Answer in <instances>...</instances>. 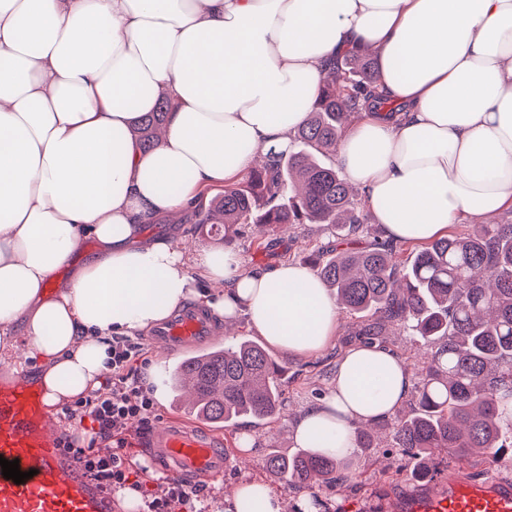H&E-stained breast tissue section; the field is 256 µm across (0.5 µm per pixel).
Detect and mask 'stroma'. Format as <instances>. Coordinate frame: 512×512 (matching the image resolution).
<instances>
[{
	"label": "stroma",
	"mask_w": 512,
	"mask_h": 512,
	"mask_svg": "<svg viewBox=\"0 0 512 512\" xmlns=\"http://www.w3.org/2000/svg\"><path fill=\"white\" fill-rule=\"evenodd\" d=\"M332 239V232L321 224H297L290 228L260 230L253 224L240 225L238 233L230 243L247 265L269 268L288 261L304 263L320 245ZM364 319L349 312H341L338 331L330 345L312 356H292L274 351L276 361L284 367L288 381L284 386V414L281 418L253 426L250 419H241L238 426L224 428V438L230 447H237L240 431H249L253 443L246 461L241 468L227 469L222 479L211 483L212 494L231 496L237 482L257 478L268 481L280 493L284 506H292L300 495L284 481L270 477L266 458L271 450L284 454L294 453L293 431L299 415L329 390L336 368L345 352L359 343V332L364 327ZM145 362L139 365L140 375H152L153 388L158 393L157 416L169 414L192 418V404L181 392L175 391L170 372L180 362L181 357L159 348L144 351ZM393 482L376 478L370 479L361 489L348 486L341 489L317 488L316 494L322 502L324 512H350L349 502L361 503L373 500L396 490Z\"/></svg>",
	"instance_id": "35a3bbf8"
}]
</instances>
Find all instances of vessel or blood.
I'll use <instances>...</instances> for the list:
<instances>
[{"label":"vessel or blood","instance_id":"vessel-or-blood-1","mask_svg":"<svg viewBox=\"0 0 512 512\" xmlns=\"http://www.w3.org/2000/svg\"><path fill=\"white\" fill-rule=\"evenodd\" d=\"M151 346L170 351L214 346L216 328L187 307L155 329ZM154 466L194 487L223 478L224 438L204 427L165 418L144 439ZM0 457L18 460L24 483L0 476V512H112L108 489L86 477L63 447L42 388L26 377L0 384ZM378 512H512V480L469 477L450 469L436 487L414 485L377 503Z\"/></svg>","mask_w":512,"mask_h":512}]
</instances>
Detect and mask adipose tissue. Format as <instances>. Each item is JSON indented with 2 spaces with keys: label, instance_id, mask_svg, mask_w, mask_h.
<instances>
[{
  "label": "adipose tissue",
  "instance_id": "1",
  "mask_svg": "<svg viewBox=\"0 0 512 512\" xmlns=\"http://www.w3.org/2000/svg\"><path fill=\"white\" fill-rule=\"evenodd\" d=\"M373 51L398 112L348 121L336 159L385 239L421 245L512 208V0H0V369L34 373L48 407L97 389L112 337L194 301L308 356L336 334L322 281L292 262L245 268L228 248L145 241L282 152L328 60ZM164 135L132 129L158 99ZM87 259L62 287L72 257ZM223 292H199V281ZM411 386L403 360L363 342L294 430L348 458L356 422L390 417ZM224 512H283L241 482Z\"/></svg>",
  "mask_w": 512,
  "mask_h": 512
}]
</instances>
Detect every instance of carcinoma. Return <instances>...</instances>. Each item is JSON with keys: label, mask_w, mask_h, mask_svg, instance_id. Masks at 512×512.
<instances>
[{"label": "carcinoma", "mask_w": 512, "mask_h": 512, "mask_svg": "<svg viewBox=\"0 0 512 512\" xmlns=\"http://www.w3.org/2000/svg\"><path fill=\"white\" fill-rule=\"evenodd\" d=\"M332 80L321 89L293 148L250 170L243 182L224 187L196 223L220 234L236 224H325L348 237L369 239L361 250L341 248L309 261L339 307L371 315L366 335L379 336L386 324L431 345L419 373L409 411L389 422L393 447L410 466V477L429 470L442 454L480 465L512 448V417L504 416L501 391L512 396V222L480 224L463 234L439 238L399 266L396 247L382 240L354 201L332 157L345 121L380 106L374 96L378 70L373 58L343 52L330 63ZM167 104L160 101L135 129L152 148ZM283 368L252 339L179 362L171 373L178 390L193 395V409L210 422L232 425L242 417L261 424L281 411ZM270 472L297 490L312 477L327 487L344 482L363 486L369 477L351 473L348 463L301 449L292 457L272 450Z\"/></svg>", "instance_id": "cac0c4a2"}]
</instances>
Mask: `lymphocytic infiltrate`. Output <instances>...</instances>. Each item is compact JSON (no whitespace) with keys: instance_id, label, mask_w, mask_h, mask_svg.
Here are the masks:
<instances>
[{"instance_id":"1","label":"lymphocytic infiltrate","mask_w":512,"mask_h":512,"mask_svg":"<svg viewBox=\"0 0 512 512\" xmlns=\"http://www.w3.org/2000/svg\"><path fill=\"white\" fill-rule=\"evenodd\" d=\"M142 351L139 338L113 337L112 355L106 361L110 377L91 395L65 408L68 419L91 423L86 446L73 447V456L94 478L108 484L112 492L130 489L139 493L143 512H207V489H189L168 479L163 481L162 493H153L147 483L160 479L158 472L145 462H133L128 452L132 438L143 437L155 416L152 387L134 375V365ZM100 441L111 442L110 454L95 452Z\"/></svg>"}]
</instances>
